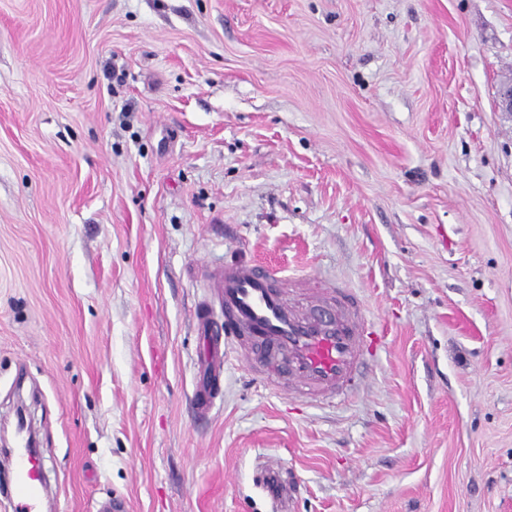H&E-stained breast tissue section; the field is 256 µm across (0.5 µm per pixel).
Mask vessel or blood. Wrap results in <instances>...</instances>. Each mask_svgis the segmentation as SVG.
<instances>
[{
  "instance_id": "obj_1",
  "label": "vessel or blood",
  "mask_w": 512,
  "mask_h": 512,
  "mask_svg": "<svg viewBox=\"0 0 512 512\" xmlns=\"http://www.w3.org/2000/svg\"><path fill=\"white\" fill-rule=\"evenodd\" d=\"M300 286L278 269L247 258L227 262L209 274L196 314L197 331L205 343L194 392L198 413H208L213 405V382L224 370L229 341L246 360H275L292 392L316 402L344 394L357 380L367 363L361 299L352 290L339 288L335 305L304 313L286 300L287 292ZM14 468L18 512H36L47 497L43 464L21 450ZM260 485L277 512H292L296 485L284 481L279 468L264 466Z\"/></svg>"
}]
</instances>
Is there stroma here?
Returning a JSON list of instances; mask_svg holds the SVG:
<instances>
[{
  "label": "stroma",
  "mask_w": 512,
  "mask_h": 512,
  "mask_svg": "<svg viewBox=\"0 0 512 512\" xmlns=\"http://www.w3.org/2000/svg\"><path fill=\"white\" fill-rule=\"evenodd\" d=\"M512 0H0V421L41 512H512ZM248 253L367 308L345 400L229 358L201 272ZM14 468L18 512H37V505L47 498L41 460L20 449L14 458ZM281 471L274 465H266L262 469L260 485L266 498L281 512H292L296 495L294 482L288 483L281 476Z\"/></svg>",
  "instance_id": "35a3bbf8"
}]
</instances>
